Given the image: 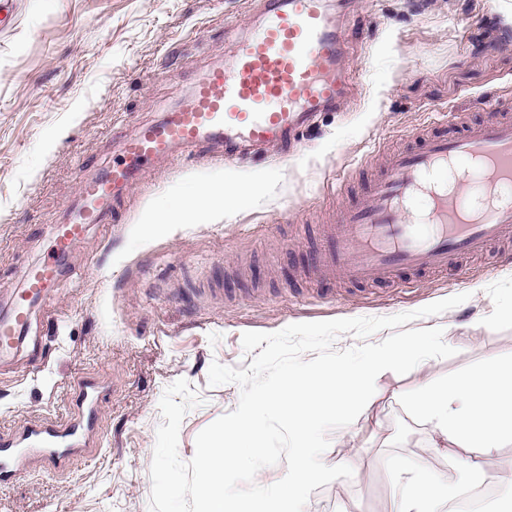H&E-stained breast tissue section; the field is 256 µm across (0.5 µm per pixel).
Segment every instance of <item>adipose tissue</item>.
Returning a JSON list of instances; mask_svg holds the SVG:
<instances>
[{"label": "adipose tissue", "instance_id": "1", "mask_svg": "<svg viewBox=\"0 0 512 512\" xmlns=\"http://www.w3.org/2000/svg\"><path fill=\"white\" fill-rule=\"evenodd\" d=\"M416 407L430 423L436 447L461 456L463 467L451 478L401 471L396 512H445L455 488L485 477L498 449L512 441V362L486 364L440 384L424 383Z\"/></svg>", "mask_w": 512, "mask_h": 512}]
</instances>
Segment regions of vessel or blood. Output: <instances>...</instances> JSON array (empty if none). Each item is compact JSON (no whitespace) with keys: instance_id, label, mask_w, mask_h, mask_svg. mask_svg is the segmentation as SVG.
<instances>
[{"instance_id":"obj_1","label":"vessel or blood","mask_w":512,"mask_h":512,"mask_svg":"<svg viewBox=\"0 0 512 512\" xmlns=\"http://www.w3.org/2000/svg\"><path fill=\"white\" fill-rule=\"evenodd\" d=\"M348 45L327 0H266L262 24L236 42L231 66L193 84L189 110L134 128L122 138L119 158L82 180V218L57 225L51 252L26 270L10 314L0 319V355L16 349L31 298L55 285L87 225L108 223L105 202L131 187L146 162L179 147L211 145L242 157L287 140L349 94ZM495 107L499 118L469 123L454 114L460 132L427 136L391 155L363 200L341 209L323 264L352 283L391 284L400 271L445 270L460 256L511 239L512 100L498 98ZM75 389L77 411L66 421L34 420L0 440V483L35 461L60 469L72 455L96 456L90 438L103 387L82 378Z\"/></svg>"}]
</instances>
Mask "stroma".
Masks as SVG:
<instances>
[{
	"label": "stroma",
	"instance_id": "35a3bbf8",
	"mask_svg": "<svg viewBox=\"0 0 512 512\" xmlns=\"http://www.w3.org/2000/svg\"><path fill=\"white\" fill-rule=\"evenodd\" d=\"M264 0H8L0 9V311L22 274L50 251L54 225L82 204L81 178L111 163L134 127L186 107L193 82L228 62L231 30L261 18ZM353 47L357 88L341 111L304 130L286 159L242 167L197 152L152 162L114 220L89 225L72 265L32 310L18 348L0 359V436L39 418L68 419L73 384L105 386L96 458L63 472L29 465L0 483V512H149L150 467L168 386L200 399L184 417L178 455L234 411L240 389L210 385L212 362L247 368L244 332L301 322L386 317L467 294L412 321L439 327L453 357L379 374L356 420L329 432L322 456L353 461L351 478L315 489L305 512H391L397 464L444 473L448 459L412 405L436 383L512 359V245L468 259L466 276L405 273L399 283L344 286L301 279L342 206L358 201L369 156L407 149L440 113L483 120L512 96V0H330ZM234 186L215 216L156 222L198 191Z\"/></svg>",
	"mask_w": 512,
	"mask_h": 512
}]
</instances>
